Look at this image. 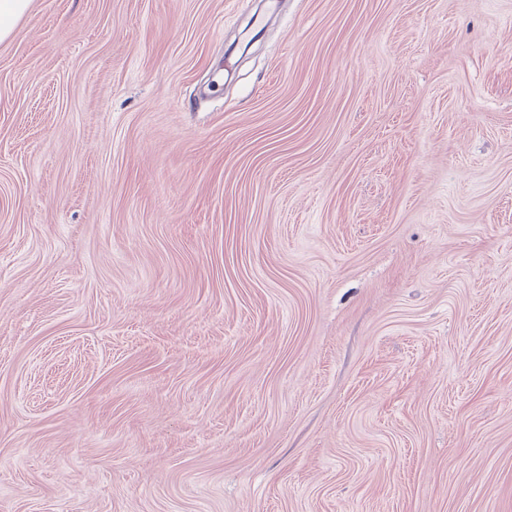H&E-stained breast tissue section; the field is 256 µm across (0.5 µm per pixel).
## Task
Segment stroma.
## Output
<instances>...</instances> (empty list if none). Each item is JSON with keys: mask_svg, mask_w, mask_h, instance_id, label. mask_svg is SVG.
Masks as SVG:
<instances>
[{"mask_svg": "<svg viewBox=\"0 0 512 512\" xmlns=\"http://www.w3.org/2000/svg\"><path fill=\"white\" fill-rule=\"evenodd\" d=\"M0 512H512V0H32Z\"/></svg>", "mask_w": 512, "mask_h": 512, "instance_id": "1", "label": "stroma"}]
</instances>
